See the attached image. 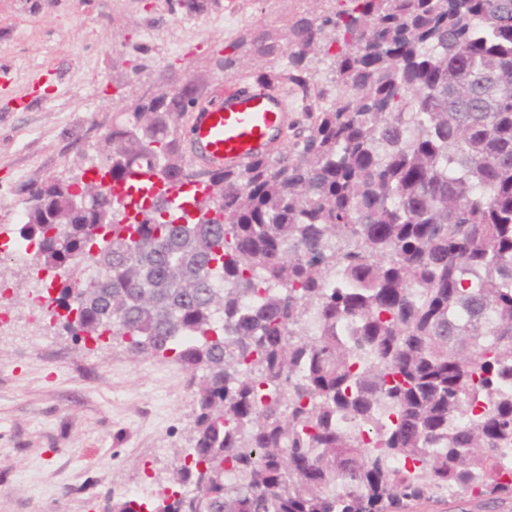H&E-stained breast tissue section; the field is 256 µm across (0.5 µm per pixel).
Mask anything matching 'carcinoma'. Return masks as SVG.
<instances>
[{"instance_id":"1","label":"carcinoma","mask_w":512,"mask_h":512,"mask_svg":"<svg viewBox=\"0 0 512 512\" xmlns=\"http://www.w3.org/2000/svg\"><path fill=\"white\" fill-rule=\"evenodd\" d=\"M253 79L302 101L275 159L188 170L179 85L123 113L86 206L71 183L27 190L20 234L75 273L43 292L55 326L192 372L169 492L110 512L512 497V0H343L296 18L284 69ZM142 175L205 193L190 211L158 195L126 224L104 183L146 194Z\"/></svg>"}]
</instances>
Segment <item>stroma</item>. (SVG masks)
Listing matches in <instances>:
<instances>
[{
  "instance_id": "stroma-1",
  "label": "stroma",
  "mask_w": 512,
  "mask_h": 512,
  "mask_svg": "<svg viewBox=\"0 0 512 512\" xmlns=\"http://www.w3.org/2000/svg\"><path fill=\"white\" fill-rule=\"evenodd\" d=\"M0 0V232L27 187L88 177L124 109L193 75L249 84L282 59L241 37L288 42L326 0ZM236 16L225 27V16ZM232 66H225V58ZM41 271L0 263L14 325L0 333V512H104L108 498L156 496L188 446L194 389L181 365L123 346L83 345L27 322ZM405 512H512V498H444Z\"/></svg>"
}]
</instances>
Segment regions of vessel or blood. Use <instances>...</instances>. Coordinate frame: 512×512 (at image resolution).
<instances>
[{
    "label": "vessel or blood",
    "instance_id": "b4317fda",
    "mask_svg": "<svg viewBox=\"0 0 512 512\" xmlns=\"http://www.w3.org/2000/svg\"><path fill=\"white\" fill-rule=\"evenodd\" d=\"M294 122L279 90L261 85L228 90L218 82L192 110L189 153L204 169H244L257 158L277 157Z\"/></svg>",
    "mask_w": 512,
    "mask_h": 512
}]
</instances>
